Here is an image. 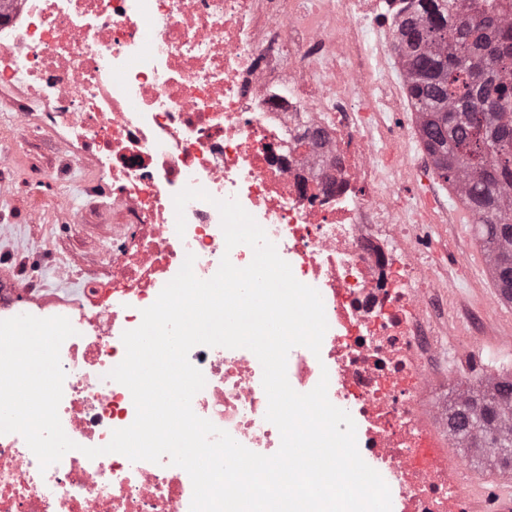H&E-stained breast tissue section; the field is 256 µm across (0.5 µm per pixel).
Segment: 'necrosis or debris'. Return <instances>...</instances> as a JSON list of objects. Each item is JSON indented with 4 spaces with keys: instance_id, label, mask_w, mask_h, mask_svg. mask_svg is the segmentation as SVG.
<instances>
[{
    "instance_id": "1",
    "label": "necrosis or debris",
    "mask_w": 512,
    "mask_h": 512,
    "mask_svg": "<svg viewBox=\"0 0 512 512\" xmlns=\"http://www.w3.org/2000/svg\"><path fill=\"white\" fill-rule=\"evenodd\" d=\"M404 0H0V87L27 104H54L50 121L92 153L111 181L112 266L83 278L79 254L52 259L76 284L45 296L37 315L76 330L60 349L66 373L59 417L76 450L48 468L20 434L0 435V512H189L192 482L168 462L88 458L129 426L130 391L109 372L124 331L194 254L210 279L222 256L238 267L249 246L226 249L215 200L234 198L264 229L295 278L317 289L328 330L320 353L294 347L287 378L300 393L328 380L350 413L363 460L388 484L394 512H474L463 461L431 458L448 430L436 363L485 366L475 327L443 318L444 274L423 246L431 198H401L413 174L414 127L391 123L409 103L408 73L391 50ZM209 200L184 209V188ZM205 377L192 400L249 450L275 454L262 367L248 349L195 346Z\"/></svg>"
}]
</instances>
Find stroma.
<instances>
[{
    "instance_id": "1",
    "label": "stroma",
    "mask_w": 512,
    "mask_h": 512,
    "mask_svg": "<svg viewBox=\"0 0 512 512\" xmlns=\"http://www.w3.org/2000/svg\"><path fill=\"white\" fill-rule=\"evenodd\" d=\"M25 97L22 88H0V155L11 158L8 166L0 168V184L8 191L7 198H0V260L35 269L42 265L46 250L77 252L90 274L104 276L100 257L112 248L113 214L93 178L92 159L64 131L44 125L49 104L32 109L26 128H15L10 117ZM60 196L69 198V207L56 206ZM34 204L42 207L44 223H28L27 212ZM428 230L438 243L440 262L446 263L452 251L464 257L460 267L447 270L451 285H466L468 291L464 302L449 299V319H457L462 309H479L486 299H495L497 310L484 318L482 341L493 353L500 374L512 375V341L504 339L512 333V304L499 298L474 224L453 228L432 224Z\"/></svg>"
}]
</instances>
